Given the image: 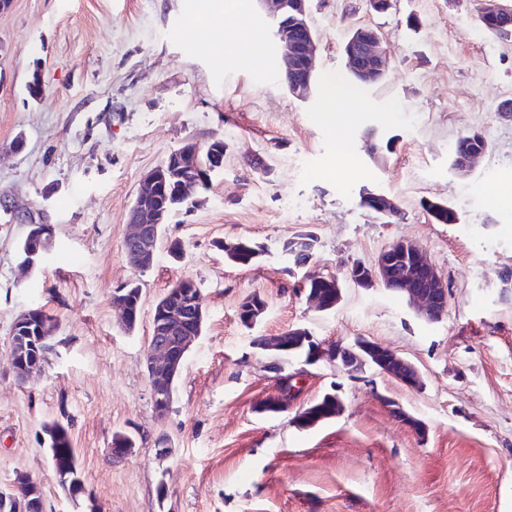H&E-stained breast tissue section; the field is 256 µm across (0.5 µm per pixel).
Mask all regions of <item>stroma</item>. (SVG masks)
I'll return each mask as SVG.
<instances>
[{"mask_svg":"<svg viewBox=\"0 0 512 512\" xmlns=\"http://www.w3.org/2000/svg\"><path fill=\"white\" fill-rule=\"evenodd\" d=\"M203 4L11 0L0 12V491L29 475L45 512H512V292L501 278L512 269V209H489L484 196L512 187V117L501 114L512 105V37L484 32L483 0H393L383 13L367 0H309L317 74L300 100L282 75L259 77L260 60L211 46L214 28L244 19L263 31L266 52L282 55L277 21L258 0L246 18L208 22ZM362 26L391 60L379 84L354 87L359 171L339 181L323 174L336 139L319 115L326 78L349 77L342 45ZM36 75L43 94L34 99ZM473 131L488 148L463 175L451 148ZM217 136L223 168L170 217L153 266L134 271L124 238L143 179L185 139L204 146ZM257 158L268 172L251 167ZM369 192L391 199L397 215L363 207ZM432 199L447 201L456 223H435L422 206ZM31 222L51 225L53 238L26 270L18 246ZM308 231L315 246L302 269L282 247ZM240 238L263 247L255 264L225 260L219 242ZM174 239L179 261L167 253ZM401 240L449 282L439 321L381 284L347 280L352 264L373 266ZM309 272L343 282L334 311L301 295ZM183 277L201 290L206 325L160 415L146 349L155 303ZM129 282L142 289L131 333L112 306ZM255 293L267 306L249 330L238 309ZM37 306L55 319V347L41 375L21 382L11 330ZM297 326L324 345L380 343L413 363L423 384L373 367L351 376L260 346ZM296 372L301 390L288 411L258 414L280 376ZM327 392L343 412L297 428L298 412ZM55 421L70 433L84 498L71 499L51 467L44 428ZM117 432L137 439L120 462L109 455Z\"/></svg>","mask_w":512,"mask_h":512,"instance_id":"1","label":"stroma"}]
</instances>
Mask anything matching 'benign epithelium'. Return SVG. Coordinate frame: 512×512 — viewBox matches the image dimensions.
Listing matches in <instances>:
<instances>
[{
  "label": "benign epithelium",
  "instance_id": "benign-epithelium-1",
  "mask_svg": "<svg viewBox=\"0 0 512 512\" xmlns=\"http://www.w3.org/2000/svg\"><path fill=\"white\" fill-rule=\"evenodd\" d=\"M266 4L275 17L288 18L287 23L276 31V36L287 47L282 59V71L289 92L298 99L309 96L312 78L316 71L317 37L309 24L307 0H260ZM484 22L502 34H512V12L501 8L497 0H488L482 11ZM344 54L350 74L363 77L375 76L385 71L389 53L381 47V38L372 28H360L348 36ZM200 146L187 140L181 147L170 153L169 162L149 172L136 197L138 214L129 221L130 233L124 241L129 263L136 270L153 262L154 243L164 214L146 207L145 199L158 189V184L174 171L192 176L197 173V156ZM349 280L362 287H369L379 280L386 285H394L407 295L409 301L427 319L436 321L442 318L448 304V284L438 269L413 243L400 242L383 250L376 266L370 270L354 265L349 270ZM123 287L113 297V307L121 316L123 326H132L131 314ZM201 291L197 283L189 278L178 281L164 301L154 310V332L146 352V369L152 390L154 409L158 413L169 410L172 402L171 382L178 366L184 360L192 343L200 336ZM57 329L39 319L35 311L29 309L19 314L12 327L10 350L16 377L24 381L41 371L44 360H26L24 352L29 341L35 338L37 344L49 352L54 347ZM309 358L317 362L326 360L350 375L358 374L370 364L380 371L400 381L417 386L422 384L416 367L377 342L358 340L350 346L339 343L322 347L312 344ZM297 386L290 391L277 392L264 401L260 408L275 405L285 412L296 396ZM135 452L131 439H115L109 448L114 462L127 459Z\"/></svg>",
  "mask_w": 512,
  "mask_h": 512
}]
</instances>
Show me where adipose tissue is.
Here are the masks:
<instances>
[{"mask_svg": "<svg viewBox=\"0 0 512 512\" xmlns=\"http://www.w3.org/2000/svg\"><path fill=\"white\" fill-rule=\"evenodd\" d=\"M324 94L327 100L333 101L332 109L322 112L321 118L329 127L338 141L339 149L335 159L327 169L328 175L342 180L356 172L358 158L347 145L348 135L357 120V114L349 107L355 93L352 88L337 78H328Z\"/></svg>", "mask_w": 512, "mask_h": 512, "instance_id": "ef3b65f1", "label": "adipose tissue"}]
</instances>
